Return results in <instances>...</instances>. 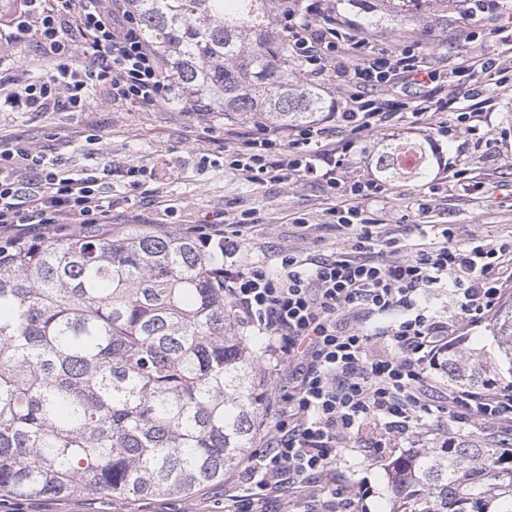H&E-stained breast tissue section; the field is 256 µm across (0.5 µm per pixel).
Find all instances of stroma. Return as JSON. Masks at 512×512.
I'll list each match as a JSON object with an SVG mask.
<instances>
[{
  "label": "stroma",
  "mask_w": 512,
  "mask_h": 512,
  "mask_svg": "<svg viewBox=\"0 0 512 512\" xmlns=\"http://www.w3.org/2000/svg\"><path fill=\"white\" fill-rule=\"evenodd\" d=\"M496 28L488 26L473 38L463 16L452 14L446 29L412 26L374 39L373 45L389 51L418 45L428 65L445 73L463 59L493 58L500 67H512V38L501 39ZM453 112L469 115L456 136L434 133V126ZM252 124L249 117L189 112L178 103L130 110L100 98L83 112H0V140L44 151L76 170L113 162L145 165L139 187L112 179L113 231L141 224L157 233L191 237L217 217L251 211L259 221L244 230L243 263L272 265L284 250L310 257L331 253L342 238L328 226L332 201L321 182L292 178L254 185L230 168L226 152ZM389 138L425 142L434 162L427 178L388 182L385 195L367 203L384 231L394 234L413 223L419 200L431 194L432 223L452 225L458 244L512 239V85H488L478 99L449 103L421 124L406 114L392 126L359 134L352 175H376V157ZM299 217L306 227L296 226ZM376 433V428L365 429L337 449L333 479L286 490L290 512L348 485L355 490L350 512H390L388 465L393 459L438 447L446 436L466 438L479 430L443 419L382 451L374 447ZM238 475L231 470L221 481L177 496L93 499L73 493L28 497L21 504L23 512H224V494Z\"/></svg>",
  "instance_id": "35a3bbf8"
}]
</instances>
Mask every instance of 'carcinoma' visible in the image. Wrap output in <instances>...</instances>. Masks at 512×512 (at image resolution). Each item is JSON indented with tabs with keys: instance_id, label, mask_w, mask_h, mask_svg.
<instances>
[{
	"instance_id": "carcinoma-1",
	"label": "carcinoma",
	"mask_w": 512,
	"mask_h": 512,
	"mask_svg": "<svg viewBox=\"0 0 512 512\" xmlns=\"http://www.w3.org/2000/svg\"><path fill=\"white\" fill-rule=\"evenodd\" d=\"M411 0H376L368 31L414 21ZM430 24L457 0H432ZM291 0H132L166 76L218 112L315 122L285 27ZM418 155L412 168L400 157ZM387 180L422 179L418 141L388 140ZM0 496H175L224 479L255 447L266 400L252 345L224 296L215 252L176 233L94 225L36 245L0 244ZM498 360L448 355L463 387L512 378V305L493 324ZM392 512H512V451L449 437L390 463Z\"/></svg>"
}]
</instances>
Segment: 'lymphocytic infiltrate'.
<instances>
[{
    "label": "lymphocytic infiltrate",
    "mask_w": 512,
    "mask_h": 512,
    "mask_svg": "<svg viewBox=\"0 0 512 512\" xmlns=\"http://www.w3.org/2000/svg\"><path fill=\"white\" fill-rule=\"evenodd\" d=\"M323 24L291 11L288 35L307 72L332 73L351 88L341 120L358 134L386 126L404 103L371 99L380 87L417 86L412 116L444 108L435 89L449 97L477 95L493 80L495 62L463 61L451 78L427 66L420 51L379 50L357 41L353 31L337 33L336 7L318 0ZM12 42H35L55 60L42 80L23 79L20 57L0 55V111L83 112L105 92L116 106L153 107L178 93L144 38L127 0H21L9 22ZM326 130L316 124L284 134L262 122L233 151L230 166L250 183L287 178L317 179L334 198L328 213L345 246L317 259L281 252L280 268L241 264L243 230L251 213L210 223L203 245L224 256V293L240 323L268 336L288 368V395L276 410L274 433L242 471V493L227 494V512H271L284 490L316 477H330L336 450L364 427L385 426L377 447L415 433L430 416H447L460 426L480 424L512 433V390L483 394L452 391L437 400L430 393L426 362L435 357L458 325L416 311L385 332L386 352L371 354V334L360 319L411 304L424 288L452 286L460 296L459 325L475 326L500 305L512 282V240L459 246L450 225L431 240L406 242L382 233L364 203L382 196L376 180L343 179L354 158L350 147L327 149ZM112 221L108 183L97 173L73 174L45 153L0 142V237L33 242L54 232L80 233Z\"/></svg>",
    "instance_id": "lymphocytic-infiltrate-1"
}]
</instances>
